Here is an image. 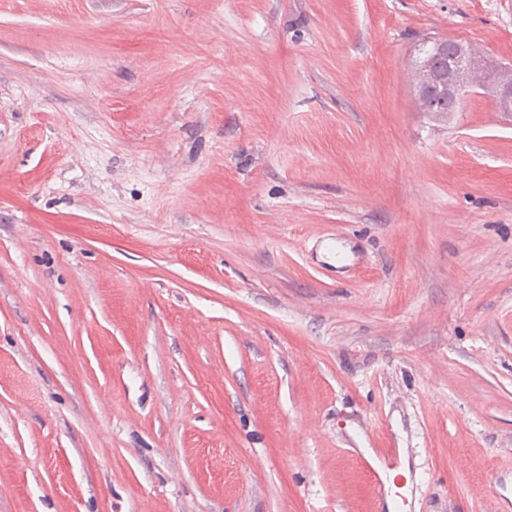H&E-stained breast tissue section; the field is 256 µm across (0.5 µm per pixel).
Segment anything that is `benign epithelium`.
Wrapping results in <instances>:
<instances>
[{
	"instance_id": "7a95c632",
	"label": "benign epithelium",
	"mask_w": 512,
	"mask_h": 512,
	"mask_svg": "<svg viewBox=\"0 0 512 512\" xmlns=\"http://www.w3.org/2000/svg\"><path fill=\"white\" fill-rule=\"evenodd\" d=\"M437 51L448 58V67H443V60L436 56L425 60L427 81L416 89L423 111L455 112L467 98L482 95L493 100L496 111L512 116V65L477 83L474 74L484 64L468 43L457 41L450 46L439 43Z\"/></svg>"
}]
</instances>
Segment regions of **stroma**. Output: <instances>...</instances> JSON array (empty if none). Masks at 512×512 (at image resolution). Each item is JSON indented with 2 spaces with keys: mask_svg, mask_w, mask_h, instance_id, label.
<instances>
[{
  "mask_svg": "<svg viewBox=\"0 0 512 512\" xmlns=\"http://www.w3.org/2000/svg\"><path fill=\"white\" fill-rule=\"evenodd\" d=\"M512 0H0V512L512 499ZM436 46L441 55L448 56V69L442 68L444 61L439 55L425 60L427 81L416 89L423 111L456 112L467 98L482 95L493 100L497 112L512 116V65L501 67L485 82L476 83L475 72L485 66L467 42L457 41L450 47L437 43Z\"/></svg>",
  "mask_w": 512,
  "mask_h": 512,
  "instance_id": "stroma-1",
  "label": "stroma"
}]
</instances>
